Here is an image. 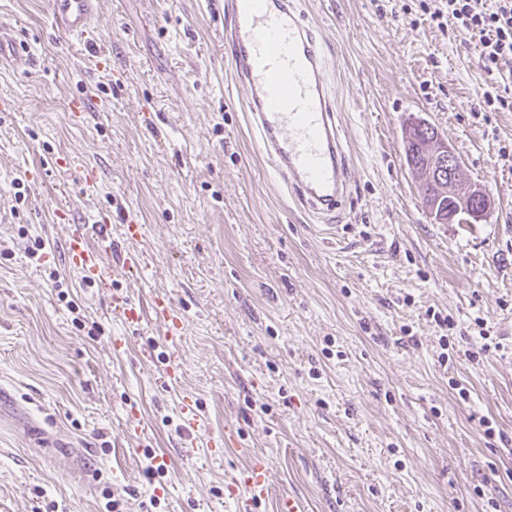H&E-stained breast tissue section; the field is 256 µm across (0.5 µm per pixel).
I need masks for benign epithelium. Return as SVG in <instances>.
<instances>
[{"mask_svg": "<svg viewBox=\"0 0 512 512\" xmlns=\"http://www.w3.org/2000/svg\"><path fill=\"white\" fill-rule=\"evenodd\" d=\"M418 180H429L435 188L437 201L450 202L448 222L459 220L469 223L479 220L490 205L489 194L481 188L461 192L467 174L455 151L440 134H435L428 153V163L423 172H414Z\"/></svg>", "mask_w": 512, "mask_h": 512, "instance_id": "benign-epithelium-1", "label": "benign epithelium"}]
</instances>
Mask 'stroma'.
I'll return each instance as SVG.
<instances>
[{"label":"stroma","mask_w":512,"mask_h":512,"mask_svg":"<svg viewBox=\"0 0 512 512\" xmlns=\"http://www.w3.org/2000/svg\"><path fill=\"white\" fill-rule=\"evenodd\" d=\"M225 2L100 0L75 38L52 0H0L27 56L0 70V512H108L113 495L124 512H239L227 485L256 456L270 495L249 512L284 492L307 512H512V112L480 110L472 39L431 21L443 0H301L350 176L330 228L260 149ZM416 117L489 192L480 221L427 213L404 153ZM102 212L112 252L89 285L66 243L80 226L97 246ZM153 313L156 320L164 323L170 336L180 333L183 325L181 316L168 300L157 297L153 302Z\"/></svg>","instance_id":"1"}]
</instances>
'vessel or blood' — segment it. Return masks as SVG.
Segmentation results:
<instances>
[{"label":"vessel or blood","mask_w":512,"mask_h":512,"mask_svg":"<svg viewBox=\"0 0 512 512\" xmlns=\"http://www.w3.org/2000/svg\"><path fill=\"white\" fill-rule=\"evenodd\" d=\"M97 2L52 0L55 26L87 33ZM226 38L234 48V78L248 92V109L272 170L312 213L330 216L347 196L350 179L316 29L295 0H229ZM66 256L86 277L101 276L100 256L83 234L70 237ZM153 313L169 335L180 333L181 316L168 300L155 299ZM269 486V463L257 457L232 477L229 491L246 506L264 497Z\"/></svg>","instance_id":"vessel-or-blood-1"}]
</instances>
